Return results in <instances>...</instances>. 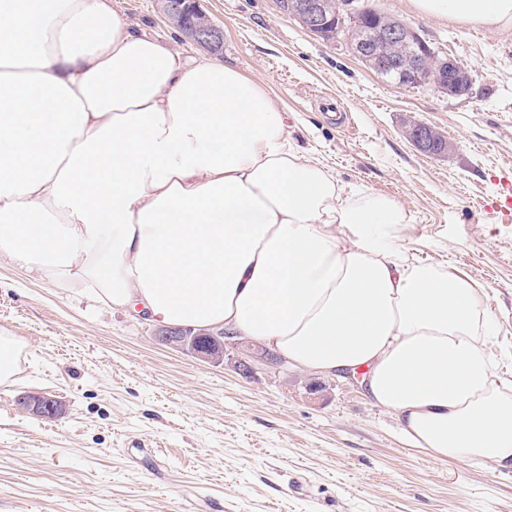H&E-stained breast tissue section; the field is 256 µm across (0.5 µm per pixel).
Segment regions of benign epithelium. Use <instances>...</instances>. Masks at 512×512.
<instances>
[{
	"label": "benign epithelium",
	"instance_id": "obj_1",
	"mask_svg": "<svg viewBox=\"0 0 512 512\" xmlns=\"http://www.w3.org/2000/svg\"><path fill=\"white\" fill-rule=\"evenodd\" d=\"M160 13L169 25H178L182 35L212 51L221 48L224 33L198 0H160ZM288 14L310 34L326 43L345 37L353 55L387 79L397 77L398 86L421 85L449 96L471 94L473 78L467 67L450 56H440L404 19L381 10H370L360 0H288ZM405 135L420 151L445 155L450 144L431 125L409 120ZM159 340L205 361L221 365L227 349L239 341L224 330L193 332L178 327L159 334ZM27 410L43 417H57L61 406L43 395H28L20 401Z\"/></svg>",
	"mask_w": 512,
	"mask_h": 512
}]
</instances>
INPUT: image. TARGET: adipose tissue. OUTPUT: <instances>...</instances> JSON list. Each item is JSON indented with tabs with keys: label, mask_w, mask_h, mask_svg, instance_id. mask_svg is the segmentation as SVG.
Masks as SVG:
<instances>
[{
	"label": "adipose tissue",
	"mask_w": 512,
	"mask_h": 512,
	"mask_svg": "<svg viewBox=\"0 0 512 512\" xmlns=\"http://www.w3.org/2000/svg\"><path fill=\"white\" fill-rule=\"evenodd\" d=\"M409 7L512 31V0ZM406 221L301 156L258 84L135 29L118 0H0V256L98 305L362 373L417 448L511 472L490 316L399 246Z\"/></svg>",
	"instance_id": "adipose-tissue-1"
}]
</instances>
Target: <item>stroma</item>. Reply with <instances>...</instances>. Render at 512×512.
Listing matches in <instances>:
<instances>
[{
  "label": "stroma",
  "instance_id": "1",
  "mask_svg": "<svg viewBox=\"0 0 512 512\" xmlns=\"http://www.w3.org/2000/svg\"><path fill=\"white\" fill-rule=\"evenodd\" d=\"M465 64L470 96L397 86L346 41L325 43L280 0H200L224 29L220 53L181 40L158 0H119L132 26L182 54L238 70L285 111L299 152L339 184L397 202L400 246L480 288L498 369L512 378V222L484 199L512 181V34L473 31L374 0ZM414 117L448 155L404 135ZM138 313L62 293L0 256V331L24 353L0 385V512H512V473L433 459L362 384L297 367L241 376L158 341ZM324 388L311 392L309 386ZM38 392L64 412L19 406Z\"/></svg>",
  "mask_w": 512,
  "mask_h": 512
}]
</instances>
